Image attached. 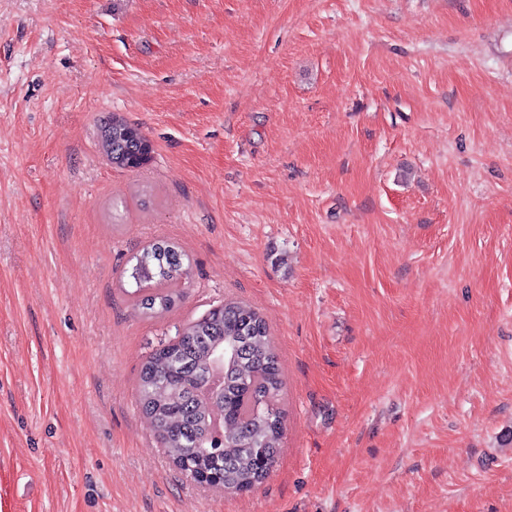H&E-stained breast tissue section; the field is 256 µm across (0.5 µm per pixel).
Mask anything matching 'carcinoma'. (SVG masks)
<instances>
[{
	"mask_svg": "<svg viewBox=\"0 0 512 512\" xmlns=\"http://www.w3.org/2000/svg\"><path fill=\"white\" fill-rule=\"evenodd\" d=\"M102 139L120 168L151 159L149 139L121 118ZM135 259L131 277L144 292L140 308L150 316L163 312L173 301L164 285L183 274L181 252L161 241ZM281 385L266 320L230 302L179 329L149 357L140 403L181 470L212 473L224 488L242 492L260 484L275 463L284 431L276 405Z\"/></svg>",
	"mask_w": 512,
	"mask_h": 512,
	"instance_id": "cac0c4a2",
	"label": "carcinoma"
}]
</instances>
